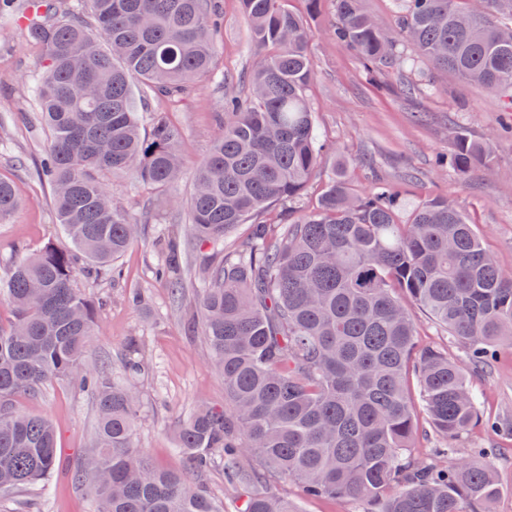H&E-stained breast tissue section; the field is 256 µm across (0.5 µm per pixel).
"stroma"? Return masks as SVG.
<instances>
[{"mask_svg": "<svg viewBox=\"0 0 512 512\" xmlns=\"http://www.w3.org/2000/svg\"><path fill=\"white\" fill-rule=\"evenodd\" d=\"M224 29L215 38L216 66L194 83L182 98L145 95V115L166 117L181 138L184 175L177 194L187 198L196 168L223 132L224 100L241 96L258 61L239 0H222ZM288 7L304 16L313 33L310 52L315 77L305 94L323 139L331 145L316 177L301 202L302 212L317 208L334 164L347 166L353 192L368 191L380 179L393 181L410 203L452 196L458 209L476 225L482 244L499 265L512 270V136L501 130L504 99L468 85L458 75L423 64L427 89L406 95L402 81L406 67L382 69L380 86L369 84L358 56L332 39L331 0H322L316 13H308L305 0H288ZM17 9L0 13V178L10 181L19 200L15 214L0 223V274L6 272L16 251L28 253L47 243L68 247L57 225L51 191L37 175L36 164L47 143L37 121L31 85L40 73L43 50L27 41L17 23ZM475 139H491L492 168L474 166L466 176L436 168L438 158L453 151L457 129ZM113 199L126 207L142 226L138 243L116 262L119 278L81 289L93 302L102 303L100 331L86 352L85 365L94 369L109 362L121 375V354L130 337L144 346V366L136 379L140 405L137 426L139 452L157 467L182 471L189 463L177 445L180 424L202 402L225 403L224 383L214 372L210 351L199 326L197 283L187 280L183 298H175L154 269L164 259L162 228H186L185 206L173 205L168 193L141 184L134 176L103 174ZM145 294L143 307L132 306L129 293ZM474 386L483 393L490 410H512V356H504L493 375H477ZM17 409L48 417L62 450V467L53 478L49 495L37 487L11 494L0 492V512H92L87 488L73 480L76 469L93 450L95 408L76 384L57 380L37 395L15 396ZM481 448L497 449L495 466L500 493L494 512H512V444L493 433L473 430L457 441L456 455ZM275 494L292 501L299 512H358L347 498H310L293 482L266 476ZM199 483L221 512H239L246 488L224 481V459L215 456Z\"/></svg>", "mask_w": 512, "mask_h": 512, "instance_id": "stroma-1", "label": "stroma"}]
</instances>
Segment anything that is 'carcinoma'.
<instances>
[{"instance_id": "carcinoma-1", "label": "carcinoma", "mask_w": 512, "mask_h": 512, "mask_svg": "<svg viewBox=\"0 0 512 512\" xmlns=\"http://www.w3.org/2000/svg\"><path fill=\"white\" fill-rule=\"evenodd\" d=\"M240 2L259 61L247 97L224 102V135L195 173L187 233L168 238L156 269L177 293L193 247L220 254L203 263L199 309L226 403L202 405L180 425L190 475L156 467L136 450L140 340L127 344L124 379L85 368L99 308L77 280L85 260L95 274L114 275L115 261L141 236L99 173H130L170 191L180 182L178 134L160 114L142 131L132 84L174 95L211 70V0H85L94 34L80 8L53 0H25L17 16L44 51L32 92L51 141L39 174L70 247L20 253L0 276V299L13 309L0 324V489L44 487L54 473V425L16 409L12 398L67 379L98 409V451L74 474L92 493L93 512H220L194 482L218 451L229 483L254 487L241 512H298L261 486L267 472L310 496L361 501L363 512H492L499 479L490 460L467 455L432 465L410 448L418 407L446 440L479 425L512 440V412L483 414L470 384V373L495 370L500 346L512 351V272L450 197L408 207L386 184L354 195L343 164L315 212L259 224L224 250L226 238L264 208L299 207L327 150L305 96L314 76L312 31L287 0ZM334 2L332 35L369 75L424 58L508 97L512 112V0L477 7L399 0L392 27L362 0ZM491 162L490 141L455 132L448 164L459 175ZM17 207L12 185L0 179V221ZM403 294L463 346L466 363L416 344ZM247 454L259 457V469L241 468Z\"/></svg>"}]
</instances>
